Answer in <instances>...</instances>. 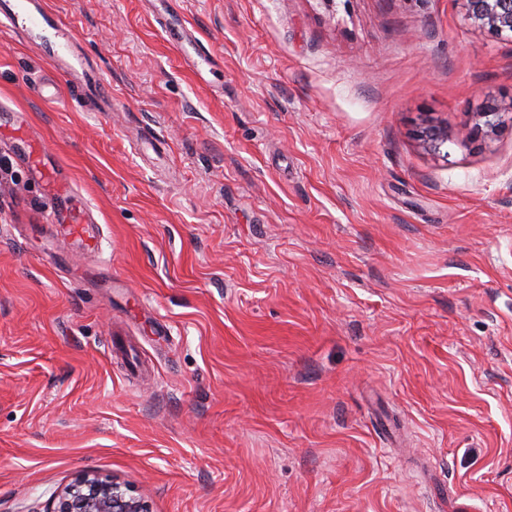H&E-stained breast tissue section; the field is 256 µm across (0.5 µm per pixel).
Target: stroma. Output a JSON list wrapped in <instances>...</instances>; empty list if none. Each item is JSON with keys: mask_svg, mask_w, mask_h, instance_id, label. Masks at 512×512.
<instances>
[{"mask_svg": "<svg viewBox=\"0 0 512 512\" xmlns=\"http://www.w3.org/2000/svg\"><path fill=\"white\" fill-rule=\"evenodd\" d=\"M47 2L112 108L0 32V512L84 472L151 512H512V42L459 0ZM72 192L67 184L57 187L55 192L56 209L62 219L61 226L65 234L81 243L87 251L95 252L101 244L99 234L90 225L94 224L91 212L87 209H75L69 201Z\"/></svg>", "mask_w": 512, "mask_h": 512, "instance_id": "stroma-1", "label": "stroma"}]
</instances>
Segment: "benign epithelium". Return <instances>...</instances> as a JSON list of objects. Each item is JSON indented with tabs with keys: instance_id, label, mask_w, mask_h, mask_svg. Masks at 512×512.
<instances>
[{
	"instance_id": "benign-epithelium-1",
	"label": "benign epithelium",
	"mask_w": 512,
	"mask_h": 512,
	"mask_svg": "<svg viewBox=\"0 0 512 512\" xmlns=\"http://www.w3.org/2000/svg\"><path fill=\"white\" fill-rule=\"evenodd\" d=\"M464 20L496 38L512 41V0H461ZM48 512H151L124 483L84 475L67 485Z\"/></svg>"
}]
</instances>
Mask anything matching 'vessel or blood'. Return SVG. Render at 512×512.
<instances>
[{
  "label": "vessel or blood",
  "mask_w": 512,
  "mask_h": 512,
  "mask_svg": "<svg viewBox=\"0 0 512 512\" xmlns=\"http://www.w3.org/2000/svg\"><path fill=\"white\" fill-rule=\"evenodd\" d=\"M0 25L7 27L14 37L34 45L85 97L107 99L103 74L76 49L70 27L47 8L44 0H0ZM71 195L70 187L65 184L58 186L55 192L56 211L62 219L63 230L87 251H97L101 239L91 227L92 215L89 210L71 207Z\"/></svg>",
  "instance_id": "obj_1"
}]
</instances>
